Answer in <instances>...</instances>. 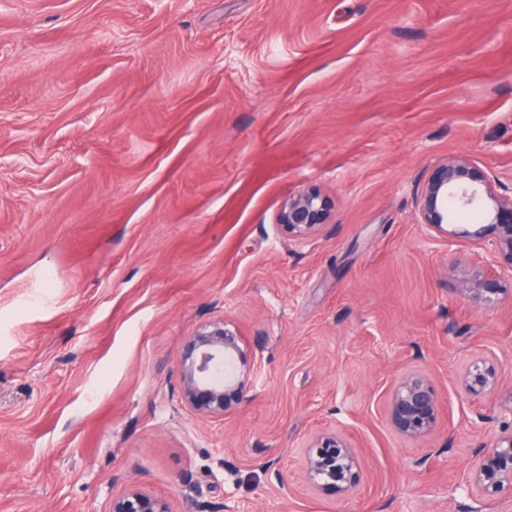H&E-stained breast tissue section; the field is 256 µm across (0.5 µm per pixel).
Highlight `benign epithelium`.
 Instances as JSON below:
<instances>
[{"label": "benign epithelium", "mask_w": 512, "mask_h": 512, "mask_svg": "<svg viewBox=\"0 0 512 512\" xmlns=\"http://www.w3.org/2000/svg\"><path fill=\"white\" fill-rule=\"evenodd\" d=\"M482 214L477 224L452 221L456 210ZM326 199L316 192L288 196L281 205L277 226L288 239L302 244L327 223ZM417 223L425 225L457 253L468 244L473 262L486 279L472 289L474 295L492 291L500 280L512 281V186L466 155L434 168L417 199ZM242 357L239 331L224 319L198 326L179 354L181 400L196 417L209 421L228 415L249 389L248 373L238 370ZM465 395L483 399L501 387L500 373L490 356L470 359L461 375ZM389 427L399 436L420 439L438 425L440 402L432 380L411 372L400 377L384 407ZM301 469L308 483L325 495H344L362 480L360 459L343 434L322 432L306 446ZM466 481L480 500L512 491V426L504 427L477 458L467 465ZM109 512H178L173 502L141 484H131L112 497Z\"/></svg>", "instance_id": "obj_1"}]
</instances>
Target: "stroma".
I'll return each instance as SVG.
<instances>
[{
	"instance_id": "stroma-1",
	"label": "stroma",
	"mask_w": 512,
	"mask_h": 512,
	"mask_svg": "<svg viewBox=\"0 0 512 512\" xmlns=\"http://www.w3.org/2000/svg\"><path fill=\"white\" fill-rule=\"evenodd\" d=\"M465 154L512 180V0H0V512H108L141 483L178 512H512L463 466L512 399V282L416 219ZM317 191L306 243L275 224ZM243 335L248 398L203 421L179 353ZM494 352L499 394L460 375ZM428 375L436 430L384 400ZM482 428H474L477 415ZM342 432L365 479L312 490ZM328 205L326 199L316 192H299L288 196L281 205L277 226L288 235V239L302 244L327 224ZM384 414L389 427L399 436H428L440 418V402L432 380L417 372L401 376L386 400ZM301 469L308 483L325 495H344L362 480L360 459L346 436L322 432L305 447Z\"/></svg>"
}]
</instances>
